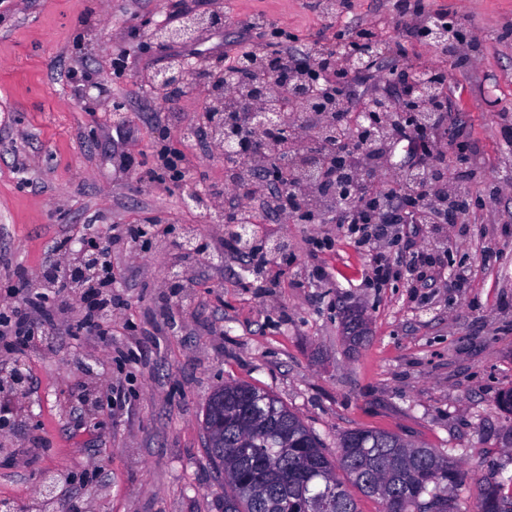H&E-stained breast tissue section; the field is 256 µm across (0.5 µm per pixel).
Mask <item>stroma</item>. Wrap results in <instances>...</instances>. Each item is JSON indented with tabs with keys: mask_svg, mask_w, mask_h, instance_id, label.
<instances>
[{
	"mask_svg": "<svg viewBox=\"0 0 512 512\" xmlns=\"http://www.w3.org/2000/svg\"><path fill=\"white\" fill-rule=\"evenodd\" d=\"M0 0V289L48 267L57 237L147 224L150 235L112 241L124 302L109 336L72 338L80 297H56L57 324L38 349L17 355L24 390L0 387V512H222L224 479L208 460L207 400L249 383L297 414L328 452L356 428L397 434L456 461L458 512H478L479 484L512 483V189L490 206L449 215L445 226L404 228L386 244L397 268L413 248L433 256L434 282L400 277L376 288L369 258L336 224L267 225L261 274L227 251L224 225L188 205L194 189L224 188L211 138L186 137L207 101L206 82L167 97L145 77L171 55L217 59L242 26L265 18L306 50L328 21L372 25L385 57L424 64L426 42L396 28L395 0ZM224 23L197 42L146 41L178 10ZM466 13L479 37L474 66L448 53V176L479 199L512 179V0H426L429 17ZM126 104L113 118L106 98ZM182 153L178 179L141 181L138 170ZM131 154L135 170L120 163ZM203 237L206 250L176 265L172 240ZM326 240L316 248L314 238ZM183 285H168L171 268ZM461 287L451 279L465 268ZM361 311L365 339L349 342ZM120 389L108 401L110 388Z\"/></svg>",
	"mask_w": 512,
	"mask_h": 512,
	"instance_id": "stroma-1",
	"label": "stroma"
}]
</instances>
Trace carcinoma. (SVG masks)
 Masks as SVG:
<instances>
[{"label": "carcinoma", "mask_w": 512, "mask_h": 512, "mask_svg": "<svg viewBox=\"0 0 512 512\" xmlns=\"http://www.w3.org/2000/svg\"><path fill=\"white\" fill-rule=\"evenodd\" d=\"M228 231L239 249H251L247 225ZM213 426L223 427L224 512H359L351 486L379 499L385 512H457L451 489L462 476L458 465L397 434L347 431L333 458L296 414L247 383L211 394L204 431ZM480 508L512 512V494L489 479Z\"/></svg>", "instance_id": "cac0c4a2"}]
</instances>
